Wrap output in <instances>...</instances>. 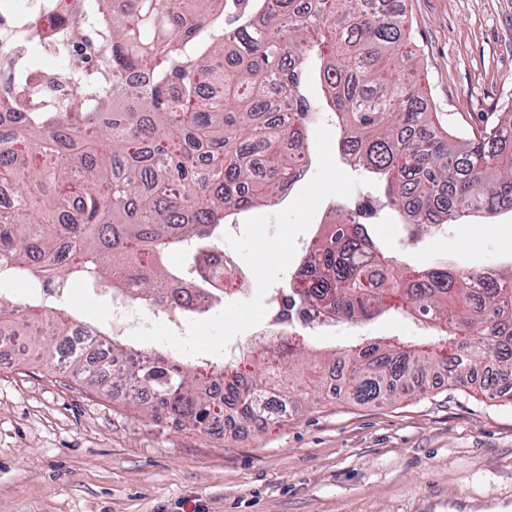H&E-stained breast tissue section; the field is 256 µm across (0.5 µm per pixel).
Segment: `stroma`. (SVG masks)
<instances>
[{"label":"stroma","mask_w":512,"mask_h":512,"mask_svg":"<svg viewBox=\"0 0 512 512\" xmlns=\"http://www.w3.org/2000/svg\"><path fill=\"white\" fill-rule=\"evenodd\" d=\"M430 111L476 132L512 109V0H402ZM379 213L372 235L397 271L512 265V216L403 240ZM391 311L305 331L308 363L368 338L424 341ZM0 512H512V400L436 379L391 403L299 400L259 433L200 432L95 392L5 348Z\"/></svg>","instance_id":"1"}]
</instances>
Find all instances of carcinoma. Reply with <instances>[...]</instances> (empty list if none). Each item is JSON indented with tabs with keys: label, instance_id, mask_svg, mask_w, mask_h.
<instances>
[{
	"label": "carcinoma",
	"instance_id": "1",
	"mask_svg": "<svg viewBox=\"0 0 512 512\" xmlns=\"http://www.w3.org/2000/svg\"><path fill=\"white\" fill-rule=\"evenodd\" d=\"M122 0L104 31L112 96H100L103 72L93 64L67 96H50L47 112H0V181L20 196L0 209V252L13 270L42 272L64 285L97 283L86 269L112 273L111 291L148 300L159 282L173 294L191 282L208 300L224 299L221 278L233 265L204 272L203 255L224 241L226 213L280 200L311 158L309 127L323 111L302 93L305 67L318 63L330 100L342 162L383 186L381 205L417 226L455 224L478 214L512 211V111L479 133L445 128L423 106L411 73L400 0ZM68 5L51 11L48 29L69 32L72 50L86 39ZM288 96V118L269 98ZM193 244L190 269L168 266L167 249ZM367 224L334 216L294 277L281 288L286 310L319 302L338 319L358 323L389 311L431 322L429 341L397 346L363 340L332 352L349 371L336 381L361 403L420 391L448 361V380L465 386L488 359L512 370V267L474 287L477 273L419 270L389 277ZM37 300L11 305L0 293V344L20 322L38 318ZM301 339L288 351V381L264 366L249 383L224 376V398L201 389L205 373L191 358L174 370L164 355L132 365L123 379L142 409L204 429L224 407L262 431L269 406L293 403L301 372ZM25 352L49 362L59 349L31 334ZM71 353L65 370L89 388L101 373Z\"/></svg>",
	"mask_w": 512,
	"mask_h": 512
}]
</instances>
